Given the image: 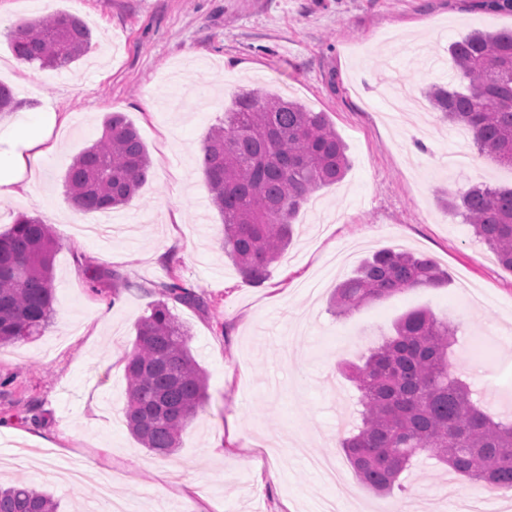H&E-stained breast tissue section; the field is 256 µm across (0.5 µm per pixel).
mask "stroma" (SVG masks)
<instances>
[{
  "mask_svg": "<svg viewBox=\"0 0 512 512\" xmlns=\"http://www.w3.org/2000/svg\"><path fill=\"white\" fill-rule=\"evenodd\" d=\"M52 12L88 23V53L57 70L17 62L13 25ZM486 28L510 29L512 15L466 0H0V81L21 102L10 120L69 116L32 190L0 202V232L39 216L60 244L51 323L0 346V483L24 476L58 512H106L104 477L128 512H319L338 492L313 457L335 460L356 512H458L473 483L434 459L419 458L386 495L359 480L337 450L358 409L341 369L424 309L455 327L461 379L494 412L512 410V271L438 201L479 180L511 187L512 168L475 154L466 174L449 167L452 130L422 96L457 84L449 44ZM242 88L328 113L350 162L301 209L260 285L225 257L200 168L207 132ZM115 111L147 145L151 176L111 215L78 213L64 174ZM385 248L434 259L448 284L335 316L333 288ZM89 264L118 272L117 290L93 293ZM173 278L211 303L205 314L170 306L190 330L209 403L161 458L127 428L123 358L155 300L148 287ZM217 437L220 457L209 453Z\"/></svg>",
  "mask_w": 512,
  "mask_h": 512,
  "instance_id": "1",
  "label": "stroma"
}]
</instances>
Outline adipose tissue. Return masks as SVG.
<instances>
[{"mask_svg":"<svg viewBox=\"0 0 512 512\" xmlns=\"http://www.w3.org/2000/svg\"><path fill=\"white\" fill-rule=\"evenodd\" d=\"M61 118L54 112H37L27 121L0 124V201L30 191V175L41 165L43 146Z\"/></svg>","mask_w":512,"mask_h":512,"instance_id":"adipose-tissue-1","label":"adipose tissue"}]
</instances>
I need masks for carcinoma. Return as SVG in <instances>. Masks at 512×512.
<instances>
[{
  "label": "carcinoma",
  "instance_id": "carcinoma-1",
  "mask_svg": "<svg viewBox=\"0 0 512 512\" xmlns=\"http://www.w3.org/2000/svg\"><path fill=\"white\" fill-rule=\"evenodd\" d=\"M471 7L512 14V0H474ZM93 33L77 15L54 12L16 25L10 46L21 62L59 69L82 57ZM464 87L434 84L425 92L439 119L470 137L478 156L512 168V29L473 30L448 46ZM21 102L0 82V114ZM103 136L76 155L64 184L74 209L109 212L126 205L149 177L152 161L121 112L103 120ZM200 165L211 203L223 217L221 248L251 284L263 283L288 248L296 217L319 189L349 168L346 146L327 113L273 93L240 90L224 120L207 133ZM443 207L512 271V189L484 181L442 200ZM59 244L48 224L19 216L0 233V344L42 334L54 315L52 259ZM448 272L424 256L383 249L331 297L339 314L412 288H437ZM161 300L136 326L126 355L124 416L136 441L166 457L206 404V375L190 335L168 301L201 312L209 300L178 281L152 286ZM456 333L448 322L414 310L348 377L360 394V423L341 438L359 479L377 492L394 489L422 454L490 491L512 490V421L495 419L453 369ZM52 494L26 481L0 487V512H57Z\"/></svg>",
  "mask_w": 512,
  "mask_h": 512
}]
</instances>
